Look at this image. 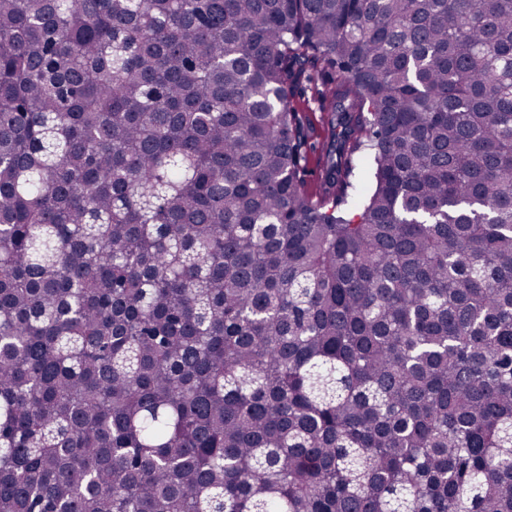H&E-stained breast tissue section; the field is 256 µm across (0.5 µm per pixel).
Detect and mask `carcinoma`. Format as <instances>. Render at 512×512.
<instances>
[{"instance_id": "cac0c4a2", "label": "carcinoma", "mask_w": 512, "mask_h": 512, "mask_svg": "<svg viewBox=\"0 0 512 512\" xmlns=\"http://www.w3.org/2000/svg\"><path fill=\"white\" fill-rule=\"evenodd\" d=\"M0 512H512V0H0ZM298 106L303 109L305 112L303 113L309 122L307 124L306 132L308 135V141L312 144H318L322 141L324 132L321 124L319 123V115L318 112L319 102L311 96V93L308 92L305 101L298 100Z\"/></svg>"}]
</instances>
